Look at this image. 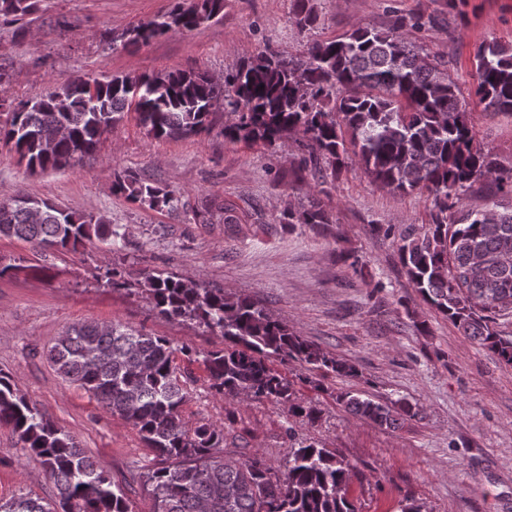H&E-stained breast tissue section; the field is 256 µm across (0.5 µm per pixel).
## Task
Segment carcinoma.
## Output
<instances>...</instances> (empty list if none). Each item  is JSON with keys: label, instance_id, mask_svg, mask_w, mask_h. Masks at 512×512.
<instances>
[{"label": "carcinoma", "instance_id": "1", "mask_svg": "<svg viewBox=\"0 0 512 512\" xmlns=\"http://www.w3.org/2000/svg\"><path fill=\"white\" fill-rule=\"evenodd\" d=\"M310 0H294L297 25H316ZM47 10L46 0H0V18L15 23ZM224 0H179L170 11L123 33L125 43H146L169 32L192 31L222 14ZM420 19L399 18L392 27H359L343 39L315 42L305 55L261 51L224 84L204 72L184 70L115 75L107 81L75 78L17 102H0L8 115L0 143L30 172L61 169L92 156L101 138L135 106L146 135L154 139L199 136L227 105L236 115L224 138L247 146H273L298 135L312 143L314 165L330 174L353 156L375 184L431 198V224L399 234L398 252L408 280L423 301L467 339L512 367V336L498 330L512 316V210L494 206L461 211L462 196L491 180L512 194L490 149L475 138L465 100L445 65L417 50L406 28ZM474 95L487 112L512 116V46L479 45L471 72ZM115 193L142 207L189 212L195 224H238L234 205L218 197L190 204L174 190L153 185L132 171L115 174ZM287 224H328L311 205L283 213ZM0 237L75 251L98 239L117 243L119 227L104 215L69 212L27 196L0 200ZM103 278L112 288L131 285L116 267ZM138 290L163 317L193 321L222 338L223 347L197 352L175 348L119 322L69 327L48 351L56 371L94 398L101 408L136 428L165 465L148 471L143 485L152 512H356L347 496L350 466L311 441L288 448L285 471L264 460L224 458V425L186 428L181 410L189 395L187 366L199 362L215 396L288 405V414L314 421L313 408L294 400L288 377L274 367L295 361L338 376L356 369L280 322L258 303L208 288L174 273H146ZM360 420L397 427L417 415L359 392L338 396ZM0 422L12 427L29 458L53 481L56 499L13 497L0 512H132L123 486L85 455L75 438L29 404L0 372Z\"/></svg>", "mask_w": 512, "mask_h": 512}]
</instances>
